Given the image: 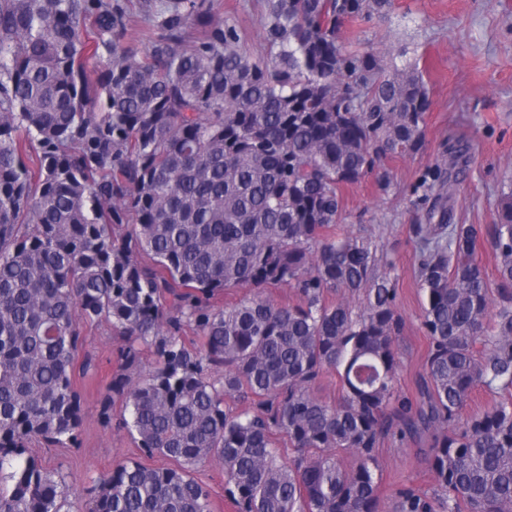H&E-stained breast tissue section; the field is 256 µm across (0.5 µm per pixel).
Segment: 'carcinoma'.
Returning <instances> with one entry per match:
<instances>
[{
    "label": "carcinoma",
    "instance_id": "cac0c4a2",
    "mask_svg": "<svg viewBox=\"0 0 512 512\" xmlns=\"http://www.w3.org/2000/svg\"><path fill=\"white\" fill-rule=\"evenodd\" d=\"M264 2L267 61L212 0H138L134 34L130 0H0V512L65 506L29 448L78 443L75 361L102 323L124 344L101 421L121 402L139 450L175 466L119 463L79 512H211L191 475L206 461L237 512H380L384 440L424 444L435 481L398 485L392 512H512V187L483 227L448 207L460 141L420 175L425 223L409 233L428 353L411 398L395 265L336 226L342 185L373 172L387 193L383 159L422 149L429 89L415 65L339 40L393 0ZM266 286L297 302L213 303ZM330 370L336 402L314 392ZM478 387L503 397L466 414Z\"/></svg>",
    "mask_w": 512,
    "mask_h": 512
}]
</instances>
